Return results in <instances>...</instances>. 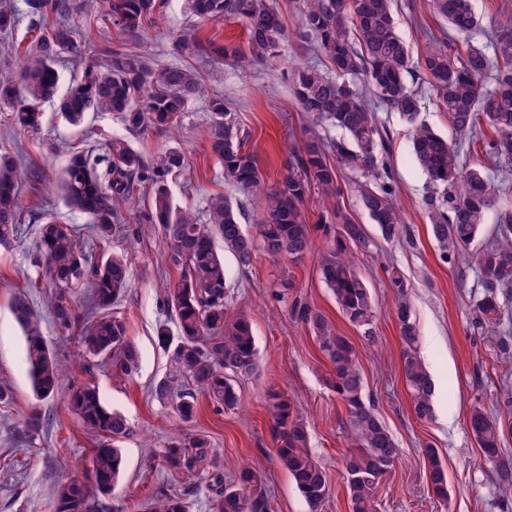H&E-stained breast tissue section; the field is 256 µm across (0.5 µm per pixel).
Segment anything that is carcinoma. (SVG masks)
<instances>
[{
  "label": "carcinoma",
  "instance_id": "cac0c4a2",
  "mask_svg": "<svg viewBox=\"0 0 512 512\" xmlns=\"http://www.w3.org/2000/svg\"><path fill=\"white\" fill-rule=\"evenodd\" d=\"M33 29H46L25 51L30 57L21 69H0V106L11 112L20 131L40 133L42 106L51 103L72 127L84 124L91 112H112L125 130L137 134L153 125L176 129L189 106L203 96L198 73L178 66L159 67L147 55L128 47L109 48L102 56L87 53L85 40L69 25L49 16L74 5L66 0H25ZM189 12L200 21L239 19L246 27L247 45L215 46L200 39L179 36L172 53L207 61L216 54L227 64L249 59L273 70L280 69L282 46L287 39L281 14L272 0H186ZM101 15H87L93 25L107 18L133 43L156 22L166 0H106ZM432 10L458 32L469 33L479 25L469 0H431ZM299 38L317 56V62L286 72L290 92L306 112L302 152L296 171L274 185L265 183L255 155L245 149L246 135L236 124L224 97L208 100V144L224 176V182L262 202L257 235L245 232L241 206L221 193L207 199L205 218L174 203L169 180L186 166L178 147L145 157L129 140L114 136L105 154L90 150L72 154L56 182L64 206L87 215L101 239L123 224H157L170 246L180 277L167 299L174 327L159 324L158 344L171 353V379L157 385L159 398L172 397L177 413L188 421L195 415L199 395L226 410L235 409L240 397L235 382L259 371V357L252 323L243 313H231L226 304L224 254H231L241 270L249 269L257 253L275 262H294L311 249L312 232L321 233L327 247L320 255L323 282L349 323L368 340L375 339V312L367 281L355 267V254L368 249L371 239L364 225L336 206L344 171L369 179L360 185L364 208L384 238L404 236L405 219L392 187V174L379 165V154L390 151V137L379 127L373 106L394 112L411 128L412 153L425 173L430 191L425 209L431 233L443 260L458 262L485 224L487 213L498 204V194L484 167H464V143L481 142L483 151L499 171L512 170V30L494 32L491 43L495 60L473 45L465 53L451 55L432 37L421 62L411 61L399 34L393 0H298ZM19 22L16 11L0 7V34L9 35ZM68 55L80 70L70 78L64 94H58L57 61ZM495 67L491 89L484 75ZM429 85L436 101L448 114L457 139L450 141L419 121V89L407 77ZM366 77V91L354 78ZM338 129L337 139L325 140L323 124ZM491 137H478L483 128ZM27 166L0 153V245L17 237L23 223L19 190L27 179ZM322 193L324 207L316 224H309L304 207L311 186ZM148 193V209L123 216V206L141 191ZM499 234L475 255L484 295L474 306L473 325L480 335L497 340L499 350H512L499 339L506 309L512 303V211L498 214ZM38 278L48 281L51 313L69 336L82 340V357H100L102 364L126 371L138 360V351L127 336L125 321L111 311L131 287L127 259L109 256L89 268L70 225L57 216L44 218L34 259ZM91 280L88 312L80 315L72 306L74 288ZM391 288L400 297L396 318L404 343L402 374L415 415H432L433 383L416 351L417 330L406 302V283L399 272L389 274ZM15 319L26 338L25 360L32 390L39 400L54 397L62 387V369L44 340L41 320L28 298L12 300ZM292 315L304 323L330 361L328 387L346 406L354 448L342 467L346 474L351 512H378V486L394 465L396 443L365 395L358 369L356 346L337 334L328 318L298 299ZM180 389L173 391V383ZM275 452L309 512H319L330 487L325 468L309 448V433L287 393L269 390L266 398ZM70 411L96 437L92 455L94 489L107 495L117 480L122 458L116 443L132 429L119 413L103 402L96 385L87 381L68 396ZM469 428L483 456L496 463L498 476L512 469L502 448L503 425L498 417L477 405ZM431 491L448 497L447 477L437 451L425 448ZM163 462L189 482L180 491L148 503L147 512H187L185 499L200 489L208 493L210 512H270L262 473L242 467L224 480L208 438L187 434L173 438L162 452ZM88 486L78 479L55 491L53 512H90Z\"/></svg>",
  "mask_w": 512,
  "mask_h": 512
}]
</instances>
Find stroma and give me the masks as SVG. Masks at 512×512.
I'll return each mask as SVG.
<instances>
[{"label":"stroma","mask_w":512,"mask_h":512,"mask_svg":"<svg viewBox=\"0 0 512 512\" xmlns=\"http://www.w3.org/2000/svg\"><path fill=\"white\" fill-rule=\"evenodd\" d=\"M77 8L63 14L62 22L82 32L89 51L119 47L122 36L112 25L90 27L86 10H99L102 0H75ZM480 21L473 32L451 33L448 23L433 13L429 0H395L394 13L413 61H420L427 46L422 30L436 37L450 35L456 51L467 46L489 47L492 31L512 27V0H471ZM188 33L202 41L245 43L243 24L225 20L198 24L185 12L183 0H168L161 19L148 27L136 44L159 65L193 66V59L172 53L173 36ZM208 95L223 96L249 135L248 146L268 183L282 180L295 163L308 118L291 96L287 83L275 72L250 62L225 64L213 58L198 67ZM378 120L391 136V149L383 161L391 171L398 201L404 208L407 236L385 241L363 209L355 189L357 175L346 174L337 204L365 224L375 245L357 254L356 266L365 273L376 309V339L367 341L339 312L321 280L319 255L326 242L313 234L312 248L295 263H277L257 255L247 271L233 257H225L230 312L246 311L252 321L259 352L256 375L238 380L239 408L229 411L200 397L191 421H182L170 400L158 399L153 390L169 377V354L160 348L156 331L167 320L166 298L179 278L159 226L130 224L109 239H99L85 214L67 210L50 185L72 152L96 150L109 138L127 135L118 115L90 114L80 128H72L45 105L40 135L28 136L10 125L8 109H0V152H21L28 167L39 170L40 181H26L20 190L21 208L29 218L11 247H0V512H52L53 494L63 483L78 479L92 484L90 432L67 406L72 385L86 380L99 388L105 404L119 412L134 429L121 445L123 468L115 490L95 498L92 512H142L141 506L166 484L167 472L159 453L175 434L203 433L221 461L231 466L263 471L273 512H308V506L277 461L266 405L269 390L288 393L307 422L310 448L325 467L331 485L321 512H350L342 458L350 450L348 414L325 378L332 365L309 329L290 313L294 297H302L323 312L339 335L356 346L365 392L387 426L399 456L381 482L377 497L380 512H512V499L493 464L484 461L468 425L472 407L483 404L501 420L512 413L506 390H512V359L499 356L496 342L483 339L471 325L475 302L484 294L477 267L444 262L433 239L423 207L428 192L425 175L411 152L410 130L397 114L379 112ZM209 113L205 101L187 112L179 130L147 128L130 136L132 146L150 156L177 146L188 165L172 184L176 205L203 213L214 194L239 200L241 222L254 231L259 201L240 195L224 182L222 171L207 142ZM51 211L76 231L89 261L105 254H128L132 286L114 306L126 321L128 336L138 350V362L129 372L109 366L85 372L74 345L59 344L60 329L46 311L44 291L28 287L36 279L33 257L39 242L38 213ZM396 268L408 284L411 318L418 334V351L434 382L433 415L416 417L402 375L404 345L395 316L396 295L387 271ZM26 293L42 316V334L66 368L58 394L36 400L25 362V336L11 309L15 294ZM41 424L27 426L31 415ZM439 454L446 470L447 499L428 490L425 446Z\"/></svg>","instance_id":"stroma-1"}]
</instances>
